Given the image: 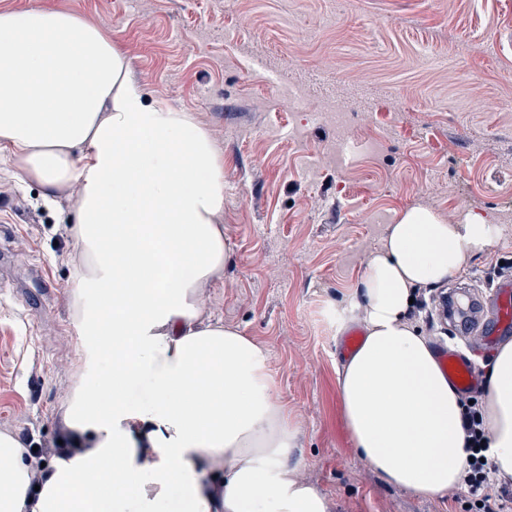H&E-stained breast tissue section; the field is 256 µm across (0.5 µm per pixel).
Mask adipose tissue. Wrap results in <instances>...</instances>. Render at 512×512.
Wrapping results in <instances>:
<instances>
[{
	"label": "adipose tissue",
	"instance_id": "1",
	"mask_svg": "<svg viewBox=\"0 0 512 512\" xmlns=\"http://www.w3.org/2000/svg\"><path fill=\"white\" fill-rule=\"evenodd\" d=\"M128 58L70 11L0 8V157L44 200L73 199L69 296L81 373L61 423L82 446L36 482L0 432V512H332L301 472L300 427L268 347L207 314L231 253L224 158L195 115L148 103ZM479 215L424 209L390 225L338 326L365 335L337 372L345 431L389 485L432 498L470 451L463 408L408 318L500 239ZM486 436L512 479V341L487 368Z\"/></svg>",
	"mask_w": 512,
	"mask_h": 512
}]
</instances>
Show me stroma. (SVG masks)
Wrapping results in <instances>:
<instances>
[{"label": "stroma", "mask_w": 512, "mask_h": 512, "mask_svg": "<svg viewBox=\"0 0 512 512\" xmlns=\"http://www.w3.org/2000/svg\"><path fill=\"white\" fill-rule=\"evenodd\" d=\"M64 9L109 32L148 101L191 112L224 156L231 261L208 309L271 350L269 375L302 432L303 474L333 512H463L459 489L422 498L385 484L340 419L336 371L348 353L336 304L388 227L413 208L504 228L455 276L485 295L512 265V0H0ZM296 89L301 112L282 88ZM0 162V431L41 448L79 371L62 228L70 202L42 205ZM432 346L495 355L481 328L438 318Z\"/></svg>", "instance_id": "obj_1"}]
</instances>
